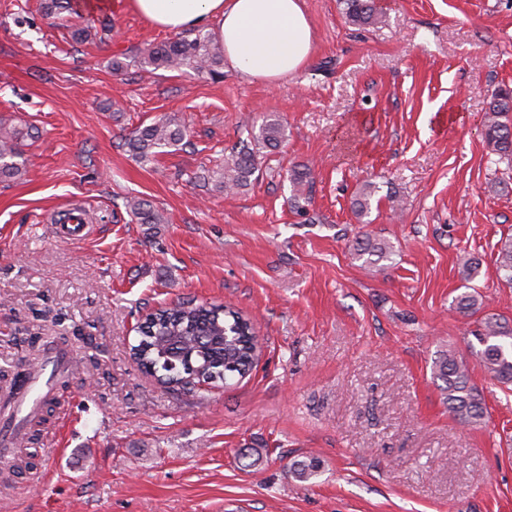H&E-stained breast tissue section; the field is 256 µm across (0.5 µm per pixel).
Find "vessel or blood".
<instances>
[{
	"mask_svg": "<svg viewBox=\"0 0 512 512\" xmlns=\"http://www.w3.org/2000/svg\"><path fill=\"white\" fill-rule=\"evenodd\" d=\"M89 231L82 214H69L66 223L58 225L57 234L64 240L83 238ZM72 354L65 347L48 348L35 376L11 402L0 405V446L14 447L28 417L35 414L41 402L51 394L58 377L68 374Z\"/></svg>",
	"mask_w": 512,
	"mask_h": 512,
	"instance_id": "obj_1",
	"label": "vessel or blood"
}]
</instances>
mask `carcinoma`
<instances>
[{
  "label": "carcinoma",
  "mask_w": 512,
  "mask_h": 512,
  "mask_svg": "<svg viewBox=\"0 0 512 512\" xmlns=\"http://www.w3.org/2000/svg\"><path fill=\"white\" fill-rule=\"evenodd\" d=\"M346 18L353 23L377 25L385 22L374 0H343ZM41 9L48 18L74 13V0H42ZM112 31L107 18L92 19L70 27V37L80 43L104 41ZM141 67L147 71L191 70L202 78L224 77V54L209 34L178 36L152 45L140 52ZM31 133L0 121V179H11L24 168V141ZM187 136L186 127L174 117H166L139 127L128 138L129 152L147 160L160 148L178 145ZM283 124L272 119L256 132L240 140L224 158V167L212 172L216 186L224 191L247 188L258 171L263 151L278 149L285 142ZM484 139L491 154L512 160V90L499 89L491 94L486 111ZM292 187L290 203L297 215H307L310 205V169L293 165L287 170ZM378 187L364 183L356 193L353 207L360 217L369 214L371 200ZM127 211L140 224H162L163 215L140 197L126 201ZM393 255L390 242L364 236L353 245L354 259L371 267ZM497 262L504 278L512 282V235L501 239ZM456 309L464 314L479 310L478 296L464 291L455 297ZM138 333V344L131 347V358L146 375L172 390H194L204 382L229 387L252 371L260 352V338L253 321L227 305L194 304L182 301L148 313ZM476 339L482 346L479 359L486 373L498 383L512 385V327L494 316L481 322ZM433 377L442 382L440 389L449 411L467 426L478 425L485 417L482 397L471 385L466 365L451 350L440 351L433 361ZM321 460L310 456L295 460L290 473L300 481L316 477Z\"/></svg>",
  "instance_id": "obj_1"
}]
</instances>
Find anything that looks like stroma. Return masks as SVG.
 Wrapping results in <instances>:
<instances>
[{"mask_svg": "<svg viewBox=\"0 0 512 512\" xmlns=\"http://www.w3.org/2000/svg\"><path fill=\"white\" fill-rule=\"evenodd\" d=\"M104 2L111 34L78 44L41 0H0V118L33 133L21 176L0 180V401L47 346L74 361L39 437L0 454V512H512V389L474 336L486 315L512 324L497 264L512 166L483 138L490 95L512 87V0H377L383 26L303 0L312 59L272 88L144 71L141 49L170 33ZM169 115L187 144L134 159L126 138ZM269 118L287 137L258 180H204ZM294 164L311 169L312 224L290 209ZM133 196L164 223L132 220ZM76 208L90 234L59 239L53 217ZM363 234L391 259L354 261ZM464 254L480 261L470 316L453 303ZM183 299L254 320L262 352L238 385L172 391L132 361L143 316ZM440 350L466 361L480 425L444 404ZM311 454L320 475L294 480Z\"/></svg>", "mask_w": 512, "mask_h": 512, "instance_id": "1", "label": "stroma"}]
</instances>
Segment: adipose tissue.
Returning a JSON list of instances; mask_svg holds the SVG:
<instances>
[{
	"instance_id": "ef3b65f1",
	"label": "adipose tissue",
	"mask_w": 512,
	"mask_h": 512,
	"mask_svg": "<svg viewBox=\"0 0 512 512\" xmlns=\"http://www.w3.org/2000/svg\"><path fill=\"white\" fill-rule=\"evenodd\" d=\"M150 26L171 33L211 31L243 77L277 85L311 58L315 36L302 0H130Z\"/></svg>"
}]
</instances>
